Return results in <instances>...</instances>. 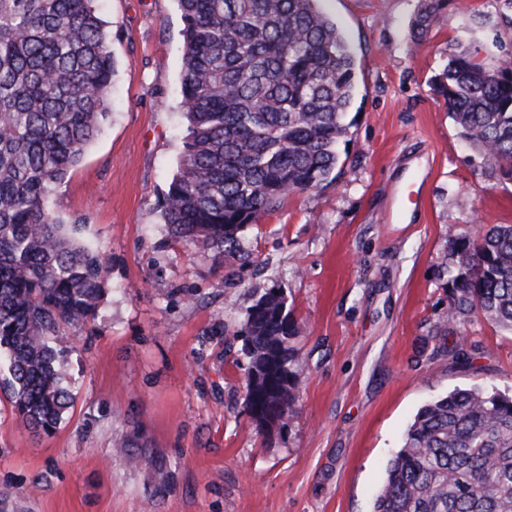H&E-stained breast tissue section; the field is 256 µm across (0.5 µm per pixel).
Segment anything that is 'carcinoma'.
Wrapping results in <instances>:
<instances>
[{"instance_id": "cac0c4a2", "label": "carcinoma", "mask_w": 512, "mask_h": 512, "mask_svg": "<svg viewBox=\"0 0 512 512\" xmlns=\"http://www.w3.org/2000/svg\"><path fill=\"white\" fill-rule=\"evenodd\" d=\"M178 170L162 198L170 235L249 262L241 233L296 192L334 181L348 135L355 60L319 0H178ZM445 0H420L421 41ZM115 60L98 0H0V393L21 424L53 435L73 397L64 325L97 312L106 257L49 199L109 118ZM460 137L512 177V65L460 45L434 78ZM447 320L483 316L512 334V224L448 235L437 262ZM297 328L283 292L246 309L245 408L300 398ZM372 512H512V395L455 389L420 408Z\"/></svg>"}]
</instances>
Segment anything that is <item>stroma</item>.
<instances>
[{"label": "stroma", "mask_w": 512, "mask_h": 512, "mask_svg": "<svg viewBox=\"0 0 512 512\" xmlns=\"http://www.w3.org/2000/svg\"><path fill=\"white\" fill-rule=\"evenodd\" d=\"M418 0H320L356 63L335 183L243 233L225 287L212 250L175 241L161 201L182 151L176 0H101L116 75L101 135L50 199L108 259L95 319L69 328L75 397L53 437L0 402V512H372L430 398L512 393V335L448 322L449 232L512 224V181L465 147L432 79L458 45L512 62L497 0H446L425 41ZM276 286L299 326L301 392L281 432L244 411L241 323Z\"/></svg>", "instance_id": "stroma-1"}]
</instances>
